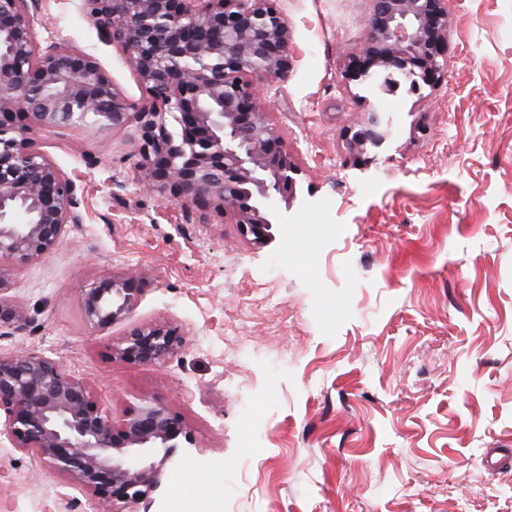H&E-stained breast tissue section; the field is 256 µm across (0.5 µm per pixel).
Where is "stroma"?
Masks as SVG:
<instances>
[{
    "label": "stroma",
    "mask_w": 512,
    "mask_h": 512,
    "mask_svg": "<svg viewBox=\"0 0 512 512\" xmlns=\"http://www.w3.org/2000/svg\"><path fill=\"white\" fill-rule=\"evenodd\" d=\"M38 5V46L94 56L147 101L76 0ZM276 6L295 60L257 104L299 169L286 223L256 244L232 214L143 191L132 127L39 130L83 221L11 277L33 321L0 352L58 361L113 417L147 397L183 421L197 445L166 466L152 512L188 475L198 506L232 512H512V0H448L445 82L392 95L343 78L371 0ZM374 107L388 136L350 151ZM130 269L128 322L90 330L80 289ZM164 320L184 334L165 366L114 354L128 323ZM0 512L97 505L1 439Z\"/></svg>",
    "instance_id": "1"
}]
</instances>
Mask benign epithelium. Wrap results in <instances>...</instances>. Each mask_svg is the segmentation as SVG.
I'll return each instance as SVG.
<instances>
[{"label": "benign epithelium", "instance_id": "benign-epithelium-1", "mask_svg": "<svg viewBox=\"0 0 512 512\" xmlns=\"http://www.w3.org/2000/svg\"><path fill=\"white\" fill-rule=\"evenodd\" d=\"M119 46L149 92L129 100L96 59L68 45L34 39L36 0H0V330L32 322L23 304L4 298L16 270L50 254L70 224L82 223L71 177L35 147L39 128L95 131L135 123L134 169L145 190L184 208L231 212L262 244L281 223L298 174L281 135L256 106L260 82L287 79L292 36L273 0H78ZM360 54L346 79L391 92L400 72L436 86L448 56L447 0H372ZM177 124L170 129L169 121ZM387 134L377 109L350 138L363 150ZM136 277L114 275L80 290L92 330L129 318ZM184 345L169 322L132 324L115 347L123 360L164 364ZM0 435L33 450L104 512L151 499L164 467L195 440L162 404L149 399L115 424L62 366L37 353H0Z\"/></svg>", "mask_w": 512, "mask_h": 512}]
</instances>
